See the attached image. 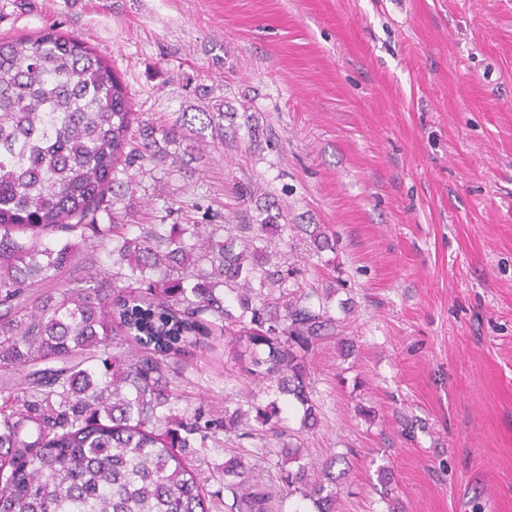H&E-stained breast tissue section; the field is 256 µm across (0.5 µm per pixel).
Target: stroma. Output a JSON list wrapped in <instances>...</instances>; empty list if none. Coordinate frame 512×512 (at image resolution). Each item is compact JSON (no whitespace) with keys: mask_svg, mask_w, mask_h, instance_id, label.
<instances>
[{"mask_svg":"<svg viewBox=\"0 0 512 512\" xmlns=\"http://www.w3.org/2000/svg\"><path fill=\"white\" fill-rule=\"evenodd\" d=\"M47 30L140 120L237 115L170 174L134 170L125 223L240 216L247 186L335 237L290 241L338 333L310 356L315 429L281 417L335 459L336 512H512V0H0V39ZM181 371L184 403L266 400L229 338Z\"/></svg>","mask_w":512,"mask_h":512,"instance_id":"stroma-1","label":"stroma"}]
</instances>
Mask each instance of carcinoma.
Instances as JSON below:
<instances>
[{
	"mask_svg": "<svg viewBox=\"0 0 512 512\" xmlns=\"http://www.w3.org/2000/svg\"><path fill=\"white\" fill-rule=\"evenodd\" d=\"M226 117L184 112L142 125L135 142L125 88L80 39L0 40V512H271L275 491L335 512L336 459L316 467L268 442L286 434L280 403L291 398L303 427L317 425L307 356L336 330L276 238L290 228L331 249L326 232L284 223L278 199L253 193L246 224L205 212L132 235L98 223L131 169L166 160L196 118L199 140L224 137ZM78 238L96 241L106 265L81 288H55ZM224 334L246 340L245 372L269 401L175 413L178 363ZM252 412L259 429L244 424ZM230 446L200 477L196 462ZM271 454L267 485L252 460Z\"/></svg>",
	"mask_w": 512,
	"mask_h": 512,
	"instance_id": "carcinoma-1",
	"label": "carcinoma"
}]
</instances>
